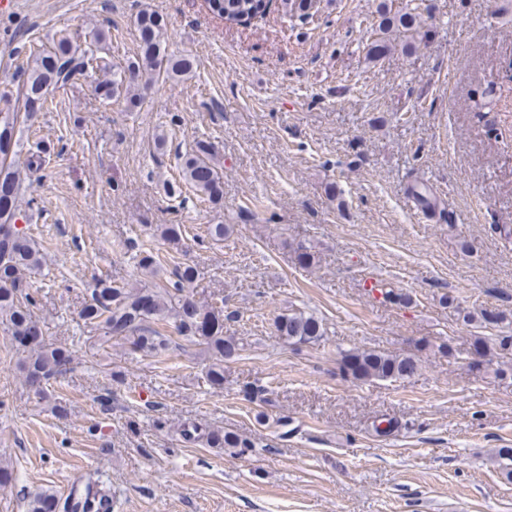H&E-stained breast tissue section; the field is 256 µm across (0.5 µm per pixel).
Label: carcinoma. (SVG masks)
I'll list each match as a JSON object with an SVG mask.
<instances>
[{
  "label": "carcinoma",
  "mask_w": 512,
  "mask_h": 512,
  "mask_svg": "<svg viewBox=\"0 0 512 512\" xmlns=\"http://www.w3.org/2000/svg\"><path fill=\"white\" fill-rule=\"evenodd\" d=\"M208 7L224 20L228 27H246L263 17L270 0H207ZM313 0H281L285 13L304 19L312 9ZM377 37L366 47V57L377 62L396 48L388 34L399 32L405 37L401 48L411 50L429 36L426 20L418 8L393 13L386 0L377 6ZM134 24L139 33V52L124 70H114L110 76L95 82L94 90L107 100L124 99L126 103L141 104L132 84L140 78L151 84L174 80L192 72L194 60L187 56H171L163 47L164 23L158 14L142 9ZM90 57L72 37L62 35L53 47L30 55L19 66L22 78L23 111L0 112V328L9 333L21 347L24 358L20 370L25 382L35 395L47 397L48 388L71 370L72 357L68 350L58 347L45 336L33 317L34 296L21 288L23 278L42 266L39 251L27 233L18 228L22 217L20 191L26 179L25 169L41 163V156L31 155L26 167L15 159L17 129L34 120L53 92L76 83L86 74ZM184 184L202 200L212 204L224 198L223 173L215 159L214 148L197 145L185 155L181 163ZM160 237L169 249L180 251L183 225L164 224L158 228ZM159 252L153 248L139 253L138 265L149 274L157 270ZM175 280L164 286L130 287L108 278L98 280L90 302L81 311L84 322L103 331L102 340H125L133 351L146 356L159 355L167 350L171 336L159 330L163 322L174 333L202 346L212 357L206 371L213 387L224 386V361L238 356L235 337L224 335L223 310L201 305L189 294L196 270L192 266H176ZM278 336L290 344L311 343L320 340L325 329L312 314L293 312L279 316L275 322ZM474 349L482 356L498 352L512 356V336H477ZM343 373L356 381L398 380L415 376L421 369L420 356L415 353L396 354L379 350L355 349L341 354ZM188 442L206 441L214 447L252 448L254 444L238 436L219 431H206L197 425L182 430ZM108 477L98 471L86 482V494L108 491ZM57 495L47 491L35 495L28 502V512H56Z\"/></svg>",
  "instance_id": "1"
}]
</instances>
